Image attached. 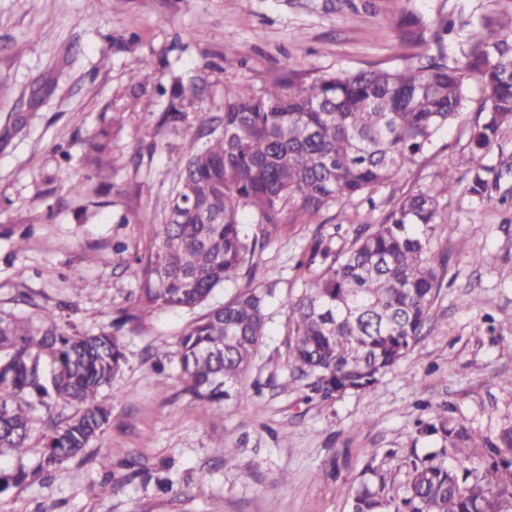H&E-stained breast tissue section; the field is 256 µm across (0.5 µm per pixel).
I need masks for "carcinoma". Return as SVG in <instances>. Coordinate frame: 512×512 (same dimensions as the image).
I'll use <instances>...</instances> for the list:
<instances>
[{"label":"carcinoma","instance_id":"1","mask_svg":"<svg viewBox=\"0 0 512 512\" xmlns=\"http://www.w3.org/2000/svg\"><path fill=\"white\" fill-rule=\"evenodd\" d=\"M471 24L467 48L448 64L444 49L454 23L434 29L402 9L396 24L403 45L429 42L436 54L405 70L375 68L333 74L309 83L294 77L256 92L224 86V108L204 113L183 147V166L161 223L141 262L134 305L114 326H138L143 315L193 310L216 289L234 282L283 224H316L323 212L370 191L433 146L438 133L461 115L467 81L484 92L470 140L466 179L447 175L439 195L463 188L482 203L500 174L484 158L512 137V0ZM353 13L373 0H336ZM430 37H425V32ZM202 92L196 82L173 78L163 122L178 125ZM111 132L90 142L91 173L108 179L103 155ZM249 210L256 232L241 234L239 215ZM453 225L438 195L419 190L397 201L382 224L353 228L350 247L334 250L319 238L297 263L304 288L290 296L288 367L308 399L332 400L372 387L415 346L432 319L441 281L431 259L435 234ZM272 291L245 288L193 321L176 352L185 391L204 417L246 394L243 380L265 335ZM50 369L40 370L42 356ZM126 361L117 335L69 333L43 308L26 318L0 311V456H36L49 472L82 454L110 422L102 391ZM74 408L48 414L46 431L30 442L33 412L49 401ZM418 433L437 435L450 448H484L482 461L458 471L443 453L406 459L408 489L397 500L379 487L356 490L351 512H512V423L495 439L438 415ZM28 473L0 470V493Z\"/></svg>","mask_w":512,"mask_h":512}]
</instances>
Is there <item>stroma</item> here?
I'll return each mask as SVG.
<instances>
[{
	"label": "stroma",
	"mask_w": 512,
	"mask_h": 512,
	"mask_svg": "<svg viewBox=\"0 0 512 512\" xmlns=\"http://www.w3.org/2000/svg\"><path fill=\"white\" fill-rule=\"evenodd\" d=\"M376 13L329 10L325 0H125L102 12L97 0H0V310L32 305L79 331L110 330L128 306L181 168L183 144L206 112L221 111L224 86L261 90L292 71L311 80L335 73L417 63L425 46L396 38L397 6ZM428 25L455 20L445 52L467 47L468 25L495 0H410ZM154 79L198 75L203 98L184 122H160L165 99L144 102L129 75L142 60ZM483 94L468 88L463 114L415 164L341 207L320 224H298L247 259L239 278L217 289L221 303L248 282L272 287L267 334L247 383L260 390L218 416H200L183 392L175 357L190 311L146 316L119 334L126 362L104 391L112 415L84 454L35 481L0 494V512H350L348 496L384 475L403 496L410 454L442 449L414 439L417 421L439 409L490 434L512 420V334L489 332L512 319V176L489 201L459 192L441 202L454 229L435 245L442 288L434 319L414 349L370 389L310 401L288 369L285 300L303 286L300 254L321 235L350 243L335 225L379 224L400 198L439 187L470 167L469 141ZM151 120H144V110ZM111 126L109 186L87 180L93 133ZM127 223H119V216ZM30 228L24 250L13 232ZM85 280L93 292L77 293ZM28 293L32 305L18 303ZM479 305L469 306L465 297ZM233 458H225V448ZM445 450V449H442ZM449 466L478 460L477 448L445 450ZM335 463L336 476L319 471ZM375 472V473H376ZM168 479L171 490L158 479Z\"/></svg>",
	"instance_id": "obj_1"
}]
</instances>
